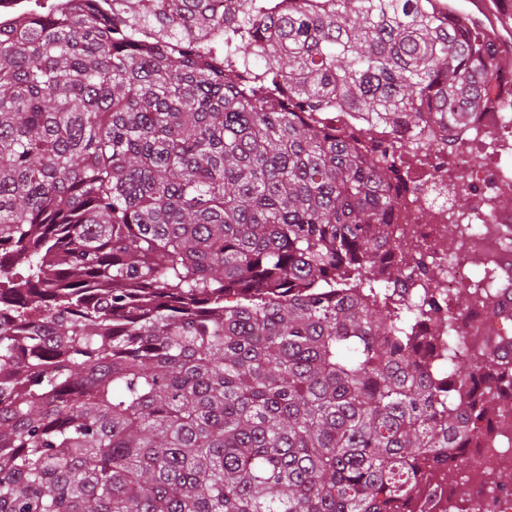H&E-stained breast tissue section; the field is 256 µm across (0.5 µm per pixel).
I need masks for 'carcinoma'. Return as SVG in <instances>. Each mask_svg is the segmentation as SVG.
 Here are the masks:
<instances>
[{
  "instance_id": "obj_1",
  "label": "carcinoma",
  "mask_w": 512,
  "mask_h": 512,
  "mask_svg": "<svg viewBox=\"0 0 512 512\" xmlns=\"http://www.w3.org/2000/svg\"><path fill=\"white\" fill-rule=\"evenodd\" d=\"M476 40L429 0L0 27V512H394L451 460L485 408L400 303L396 147L332 113L464 124ZM485 376L476 375V378L465 384H455L452 386L454 402L459 407L472 404L485 386Z\"/></svg>"
}]
</instances>
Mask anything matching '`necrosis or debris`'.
Instances as JSON below:
<instances>
[{
  "instance_id": "1",
  "label": "necrosis or debris",
  "mask_w": 512,
  "mask_h": 512,
  "mask_svg": "<svg viewBox=\"0 0 512 512\" xmlns=\"http://www.w3.org/2000/svg\"><path fill=\"white\" fill-rule=\"evenodd\" d=\"M512 75L503 77L481 102L478 112L460 127H448L429 119L418 131L399 127L389 131L384 123L355 112H340L336 124L359 137L363 146L395 141L401 153L400 169L405 184L396 205V223L409 243L406 267H415V245L425 244L432 264L441 276L432 289L439 306L428 321L430 334L449 337L455 357L469 353L466 342L471 320L456 314L461 286L472 285L475 313L493 302V270L480 281L468 274L471 263L468 241L482 235L486 225L512 223V208L494 210L495 199L512 196V164L506 163L512 145ZM469 185L480 198L478 206L456 208L454 195L460 185ZM461 228L458 250L450 256L437 252L439 240L447 238L449 225ZM452 466L434 469L429 481L419 484L411 499L399 502L397 512H512V493L501 491L497 475L512 471V409L487 414L483 431L465 447L454 449Z\"/></svg>"
}]
</instances>
